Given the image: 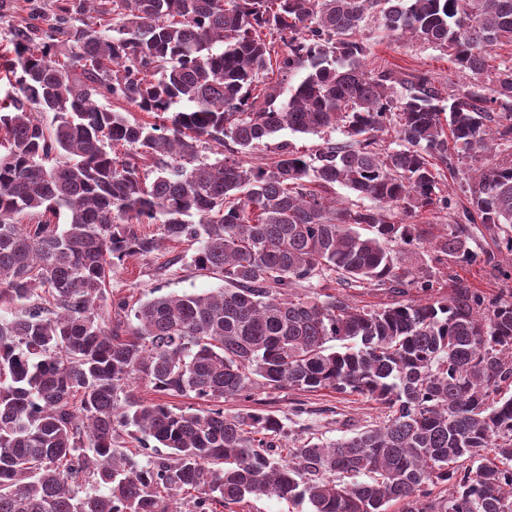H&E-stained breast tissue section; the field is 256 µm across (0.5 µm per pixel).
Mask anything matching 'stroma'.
Listing matches in <instances>:
<instances>
[{"instance_id":"stroma-1","label":"stroma","mask_w":512,"mask_h":512,"mask_svg":"<svg viewBox=\"0 0 512 512\" xmlns=\"http://www.w3.org/2000/svg\"><path fill=\"white\" fill-rule=\"evenodd\" d=\"M368 44V67L386 66L401 75L428 72L449 90L464 82L443 52L420 42L392 41L374 29ZM469 247L479 254V261L456 264L454 273L489 294L505 288L512 290V255L498 250L486 234H475ZM193 253V248L187 245L167 243L150 255L127 258L113 269L108 289L114 296L133 302L169 293L203 294L223 287L220 276L194 267ZM256 397L261 408L283 417L292 444L312 437L334 441L381 417L377 404L357 395L283 390L260 391Z\"/></svg>"}]
</instances>
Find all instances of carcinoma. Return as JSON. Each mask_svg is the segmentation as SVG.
Wrapping results in <instances>:
<instances>
[{"label":"carcinoma","mask_w":512,"mask_h":512,"mask_svg":"<svg viewBox=\"0 0 512 512\" xmlns=\"http://www.w3.org/2000/svg\"><path fill=\"white\" fill-rule=\"evenodd\" d=\"M27 2L41 24L0 49V512H512V292L451 275L434 296L475 230L512 253V56L495 53L512 0ZM370 16L468 83L368 68ZM274 65L307 74L270 84ZM286 129L342 137L246 161ZM337 185L372 204L340 205ZM427 213L455 223H413ZM164 242L197 245L224 287L110 298L115 263ZM416 249L433 269L406 265ZM331 277L341 290L293 295ZM359 287L385 300L343 293ZM138 382L215 407L146 403ZM256 389L385 416L290 447L273 413L224 412ZM237 512H304L306 505L288 504V501L276 498L253 499L234 508Z\"/></svg>","instance_id":"obj_1"}]
</instances>
